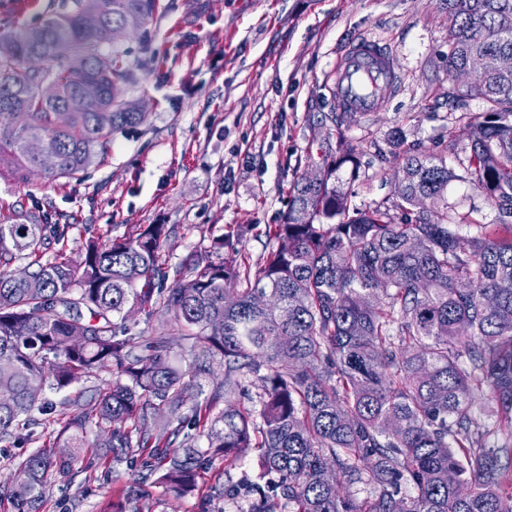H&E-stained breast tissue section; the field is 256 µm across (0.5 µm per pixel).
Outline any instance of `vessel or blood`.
Listing matches in <instances>:
<instances>
[{"label":"vessel or blood","mask_w":512,"mask_h":512,"mask_svg":"<svg viewBox=\"0 0 512 512\" xmlns=\"http://www.w3.org/2000/svg\"><path fill=\"white\" fill-rule=\"evenodd\" d=\"M397 90L390 50L367 38L353 41L340 54L329 86L337 111L366 115L384 111Z\"/></svg>","instance_id":"b4317fda"}]
</instances>
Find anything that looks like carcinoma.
<instances>
[{"label":"carcinoma","mask_w":512,"mask_h":512,"mask_svg":"<svg viewBox=\"0 0 512 512\" xmlns=\"http://www.w3.org/2000/svg\"><path fill=\"white\" fill-rule=\"evenodd\" d=\"M159 8L61 0L0 47V124L14 126L0 137V175L28 181L38 166L28 144L42 139L59 159L44 175L73 178L105 158L115 134L145 122L122 98L132 77L125 49L101 51L81 20L92 12L138 31ZM59 40L87 57L86 70L55 55ZM35 52L44 69L30 74L23 64ZM502 55L512 56V0H448V75L487 61L448 95L480 98L486 110L461 114L431 152L391 131L394 151L378 157L399 170L394 191L368 207L337 176L349 165L355 178L361 153L345 137L346 113H331L337 147L329 131L305 158L323 178L291 182L281 222L265 227L278 245L256 271L237 248L254 226L170 267L167 224L46 259L64 233L1 221L0 439L29 440L20 428L54 411L45 389L102 369L118 377L90 410L74 403L56 441L0 487L13 512H41L52 482L95 466L84 454L91 420L102 433L92 447L162 472L177 493L195 490L216 460L227 470L257 451L278 480L224 487L227 498L245 491L248 512H512V70L495 67ZM45 78L58 86L53 100L38 92ZM88 87L87 108L56 125L66 99ZM450 152L465 154L464 174L448 166ZM453 181L486 194L496 223L466 218L478 233L461 234L448 221ZM16 250L42 287L13 278ZM130 311L165 318L188 347V368L171 360L166 337L131 335ZM217 366L224 379L182 412ZM251 387L252 406L234 401ZM359 483L373 486L361 502L351 491Z\"/></svg>","instance_id":"obj_1"}]
</instances>
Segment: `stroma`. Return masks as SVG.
<instances>
[{"mask_svg":"<svg viewBox=\"0 0 512 512\" xmlns=\"http://www.w3.org/2000/svg\"><path fill=\"white\" fill-rule=\"evenodd\" d=\"M60 0H0V35L37 26ZM162 12L128 37L123 47L133 72L123 97L146 112L138 128L116 134L108 156L73 179L35 175L28 183L0 177V214H35L62 228L68 252L90 238L123 236L143 224L174 226L165 248L181 264L211 238L240 224L258 225L242 250L259 268L275 245L265 225L279 223L286 188L305 174L316 151L315 128L333 112L328 86L336 57L349 43L370 38L391 47L400 89L387 111L352 114L344 131L364 155L347 188L358 205L390 196L391 174L375 149L394 129L408 141L434 148L454 116L478 113L477 98L456 105L441 62L448 51L446 0H161ZM454 219L476 213L494 223L496 210L468 184L448 189ZM108 371L69 388L46 391L54 417L34 427L24 444L0 440V481L16 463L49 440L73 399L89 404L112 381ZM108 480L77 472L53 483L44 512H109L122 502L135 512L148 499L152 512H247L245 496L225 498V476H262L257 454L231 471L205 470L193 492L176 495L157 477L127 462H111Z\"/></svg>","mask_w":512,"mask_h":512,"instance_id":"1","label":"stroma"}]
</instances>
